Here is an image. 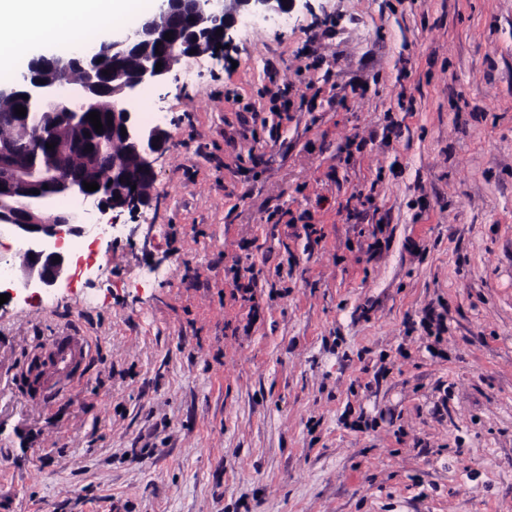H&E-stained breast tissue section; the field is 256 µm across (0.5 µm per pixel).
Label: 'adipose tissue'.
Wrapping results in <instances>:
<instances>
[{"label": "adipose tissue", "mask_w": 512, "mask_h": 512, "mask_svg": "<svg viewBox=\"0 0 512 512\" xmlns=\"http://www.w3.org/2000/svg\"><path fill=\"white\" fill-rule=\"evenodd\" d=\"M160 0H0V69H15L18 57L39 44L86 48V34L121 26L131 32Z\"/></svg>", "instance_id": "obj_1"}]
</instances>
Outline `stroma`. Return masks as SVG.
I'll return each mask as SVG.
<instances>
[{
	"label": "stroma",
	"instance_id": "stroma-1",
	"mask_svg": "<svg viewBox=\"0 0 512 512\" xmlns=\"http://www.w3.org/2000/svg\"><path fill=\"white\" fill-rule=\"evenodd\" d=\"M133 108L172 135L134 237L24 290L0 230V512H512V0H311ZM237 258L291 263L247 334ZM92 356V340L89 336H81L69 327L61 328L33 356L43 358L46 365L36 386L29 390L28 396L50 402L51 397L67 388L66 385L75 376L84 377Z\"/></svg>",
	"mask_w": 512,
	"mask_h": 512
}]
</instances>
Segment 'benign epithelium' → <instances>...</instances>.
<instances>
[{
  "mask_svg": "<svg viewBox=\"0 0 512 512\" xmlns=\"http://www.w3.org/2000/svg\"><path fill=\"white\" fill-rule=\"evenodd\" d=\"M299 0H163L156 15L142 19L129 34L101 43V51L112 55L109 74L84 66L87 52L80 50L65 58H39L38 73L16 90L18 97L36 104L41 124L50 132V154L57 163L40 166L0 143V228L13 231L25 243V289L51 288L65 273L64 260H55L53 238L57 228L83 232L74 212L54 215L46 223L53 195L45 191L52 183L58 192L83 201L91 199L103 214L110 211L135 214L151 204L150 189L155 180L154 164L167 149L170 133L162 125L139 122L131 106L140 89L163 86L170 79L167 60L170 47L177 46L183 57L221 56L234 46V33L251 18L270 19L291 14ZM173 32L172 39L165 34ZM196 53H191V50ZM131 55L146 61L135 68L123 63ZM162 63L161 70L156 64ZM79 71V79L67 73ZM100 114L101 132H96L89 113ZM93 150H87V146ZM77 152L86 156L85 165L73 170L68 158ZM108 157L109 188H104L100 161ZM96 182L89 192L83 182ZM136 189H131V186Z\"/></svg>",
  "mask_w": 512,
  "mask_h": 512,
  "instance_id": "1",
  "label": "benign epithelium"
}]
</instances>
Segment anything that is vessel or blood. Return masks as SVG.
<instances>
[{"instance_id": "b4317fda", "label": "vessel or blood", "mask_w": 512, "mask_h": 512, "mask_svg": "<svg viewBox=\"0 0 512 512\" xmlns=\"http://www.w3.org/2000/svg\"><path fill=\"white\" fill-rule=\"evenodd\" d=\"M36 356L44 360L45 368L31 394L47 402L63 391L75 376L84 375L93 356L92 340L72 328L64 327L37 351Z\"/></svg>"}]
</instances>
